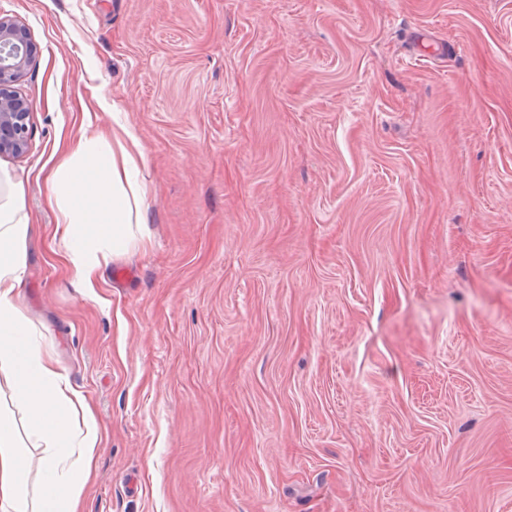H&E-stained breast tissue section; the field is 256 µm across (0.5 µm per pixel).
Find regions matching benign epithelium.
<instances>
[{
  "label": "benign epithelium",
  "instance_id": "1",
  "mask_svg": "<svg viewBox=\"0 0 512 512\" xmlns=\"http://www.w3.org/2000/svg\"><path fill=\"white\" fill-rule=\"evenodd\" d=\"M32 61L29 37L15 21L0 17V153L21 154L28 146L32 105L13 85Z\"/></svg>",
  "mask_w": 512,
  "mask_h": 512
}]
</instances>
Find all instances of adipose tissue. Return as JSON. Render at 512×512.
<instances>
[{
    "instance_id": "obj_1",
    "label": "adipose tissue",
    "mask_w": 512,
    "mask_h": 512,
    "mask_svg": "<svg viewBox=\"0 0 512 512\" xmlns=\"http://www.w3.org/2000/svg\"><path fill=\"white\" fill-rule=\"evenodd\" d=\"M144 165L139 138L119 124L108 134L85 129L50 172L46 195L75 287L92 291L101 268L146 234ZM33 233L22 182L0 169V512H80L99 429L21 305Z\"/></svg>"
}]
</instances>
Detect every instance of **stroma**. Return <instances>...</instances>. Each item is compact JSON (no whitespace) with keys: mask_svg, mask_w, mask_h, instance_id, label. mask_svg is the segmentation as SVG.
<instances>
[{"mask_svg":"<svg viewBox=\"0 0 512 512\" xmlns=\"http://www.w3.org/2000/svg\"><path fill=\"white\" fill-rule=\"evenodd\" d=\"M23 302L101 430L83 512H512V0H0ZM144 146L74 287L45 177ZM29 37L15 21L0 17V153L20 154L28 146L32 105L13 85L30 66Z\"/></svg>","mask_w":512,"mask_h":512,"instance_id":"35a3bbf8","label":"stroma"}]
</instances>
